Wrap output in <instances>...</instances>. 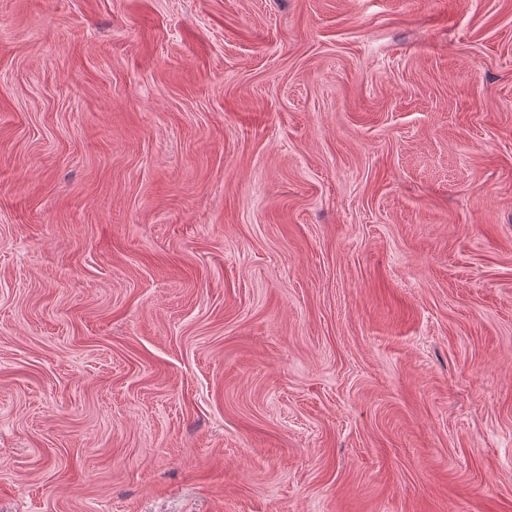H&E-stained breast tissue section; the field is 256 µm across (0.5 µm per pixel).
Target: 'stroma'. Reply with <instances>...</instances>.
Wrapping results in <instances>:
<instances>
[{
  "label": "stroma",
  "instance_id": "stroma-1",
  "mask_svg": "<svg viewBox=\"0 0 512 512\" xmlns=\"http://www.w3.org/2000/svg\"><path fill=\"white\" fill-rule=\"evenodd\" d=\"M0 512H512V0H0Z\"/></svg>",
  "mask_w": 512,
  "mask_h": 512
}]
</instances>
